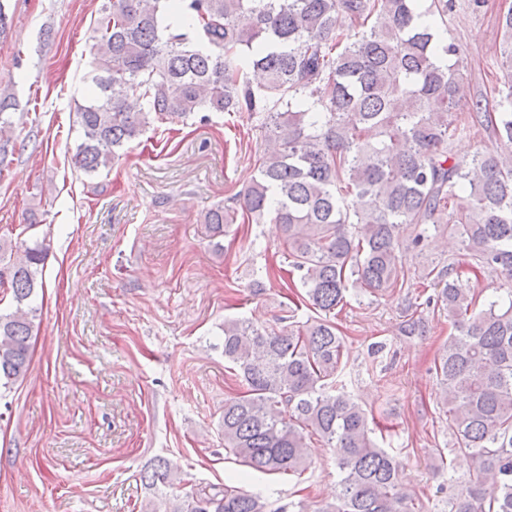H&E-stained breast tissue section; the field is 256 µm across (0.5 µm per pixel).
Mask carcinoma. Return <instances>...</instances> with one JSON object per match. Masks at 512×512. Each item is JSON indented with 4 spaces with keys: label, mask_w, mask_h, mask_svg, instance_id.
Instances as JSON below:
<instances>
[{
    "label": "carcinoma",
    "mask_w": 512,
    "mask_h": 512,
    "mask_svg": "<svg viewBox=\"0 0 512 512\" xmlns=\"http://www.w3.org/2000/svg\"><path fill=\"white\" fill-rule=\"evenodd\" d=\"M97 19L91 94L78 106L74 164L91 175L156 123L195 112H257L265 147L237 207L205 215L213 232L242 215L277 224L319 317L276 331L224 320V361L243 391L224 401V447L264 473L300 474L312 437L336 454V501L316 512H414L399 463L371 438L369 413L338 388L344 337L331 314L351 289L382 298L407 284L404 254L448 234L474 269L500 272L495 298L453 277L456 261L422 268L454 332L434 358L451 451L472 461L449 512H512V9L500 18L508 92L481 126L497 148L457 158L450 140L467 100L448 0L415 21L419 0H107ZM448 57L440 66L436 58ZM0 99V151L11 126ZM461 200L453 206L452 200ZM0 244V388L27 374L46 258ZM173 485L167 460L141 474ZM238 487L201 488L170 512H267Z\"/></svg>",
    "instance_id": "cac0c4a2"
}]
</instances>
